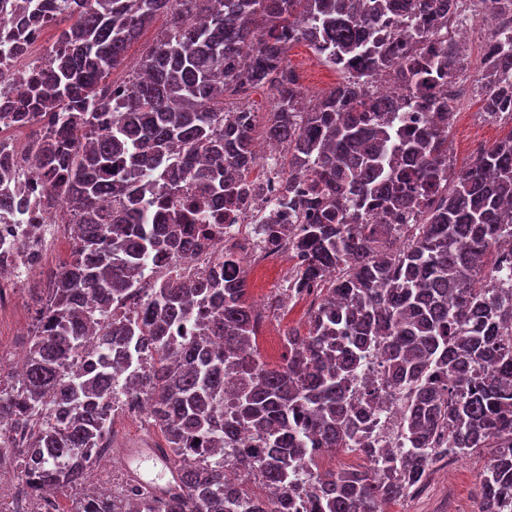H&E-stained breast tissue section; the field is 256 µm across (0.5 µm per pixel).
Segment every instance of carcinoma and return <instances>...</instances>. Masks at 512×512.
<instances>
[{"label": "carcinoma", "mask_w": 512, "mask_h": 512, "mask_svg": "<svg viewBox=\"0 0 512 512\" xmlns=\"http://www.w3.org/2000/svg\"><path fill=\"white\" fill-rule=\"evenodd\" d=\"M62 2V27L16 117L51 115L33 147L47 188L77 220L70 260L41 296L25 367L0 379V470L9 466L33 499L81 488L71 512H289L293 475L315 487L306 512H380L420 487L435 461L485 452L479 512H512V129L480 148L460 172L448 154L455 107L440 91L465 68L448 36L458 0H39ZM414 28L370 36L398 2ZM497 17L512 0H474ZM167 26L120 84L112 72L159 15ZM305 41L342 79L310 106L287 67ZM394 77L403 97L374 96ZM244 78L276 98L266 139L288 148V223L259 225L264 241L294 239L301 265L288 292L321 301L307 332L287 329L285 362L251 351L255 335L246 278L229 279L224 256L195 278L144 288L140 263L157 251L200 250L213 223L197 203L161 196L143 203L140 182H194L216 207L233 204V177L249 169L252 122L224 111V84ZM476 82L485 115L512 124V29L502 23L483 46ZM427 113L418 129L395 125L398 107ZM313 175L305 191L296 179ZM383 218L368 222L369 214ZM406 232L396 246L394 231ZM476 281L487 282L475 288ZM101 304L94 319L88 302ZM202 302L199 334L167 336ZM94 372L66 371L82 349ZM377 352L381 383L353 390ZM146 355V364L139 356ZM131 369L124 389L143 397L176 468L161 494L125 483L112 497L87 488L97 450L111 439L112 367ZM233 383L235 413L218 398ZM393 393L404 396L403 451L384 452L360 434ZM256 436L238 447L247 477L224 484L213 458L240 423ZM355 452L366 465L324 470L321 456ZM386 468L379 477L373 465Z\"/></svg>", "instance_id": "carcinoma-1"}]
</instances>
